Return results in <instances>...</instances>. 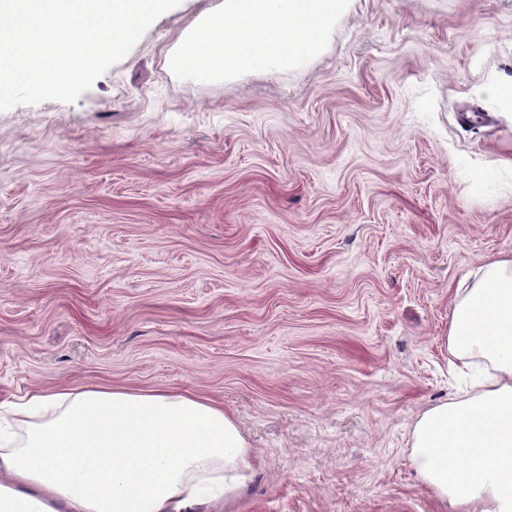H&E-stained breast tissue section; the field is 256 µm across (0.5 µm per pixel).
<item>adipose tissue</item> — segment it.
Returning a JSON list of instances; mask_svg holds the SVG:
<instances>
[{
	"label": "adipose tissue",
	"mask_w": 512,
	"mask_h": 512,
	"mask_svg": "<svg viewBox=\"0 0 512 512\" xmlns=\"http://www.w3.org/2000/svg\"><path fill=\"white\" fill-rule=\"evenodd\" d=\"M444 342L469 383L422 413L412 467L448 512H512V257L458 294ZM17 423L29 429L15 448ZM252 473L223 407L178 390L63 386L0 401V512H193Z\"/></svg>",
	"instance_id": "ef3b65f1"
}]
</instances>
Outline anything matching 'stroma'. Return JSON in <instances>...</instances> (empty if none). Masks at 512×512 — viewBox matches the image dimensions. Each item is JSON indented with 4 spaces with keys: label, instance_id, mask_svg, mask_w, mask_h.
Returning a JSON list of instances; mask_svg holds the SVG:
<instances>
[{
    "label": "stroma",
    "instance_id": "obj_1",
    "mask_svg": "<svg viewBox=\"0 0 512 512\" xmlns=\"http://www.w3.org/2000/svg\"><path fill=\"white\" fill-rule=\"evenodd\" d=\"M218 2L0 111V400L217 402L255 471L208 512H441L412 432L461 385L457 290L512 256V0H349L299 69L176 77Z\"/></svg>",
    "mask_w": 512,
    "mask_h": 512
}]
</instances>
